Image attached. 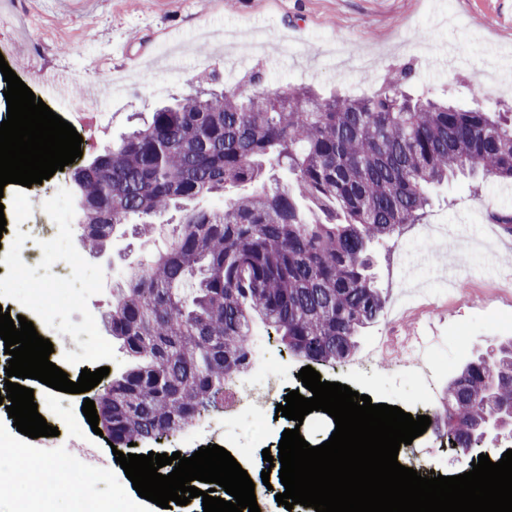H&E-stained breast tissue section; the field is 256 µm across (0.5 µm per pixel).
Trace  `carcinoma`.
Wrapping results in <instances>:
<instances>
[{
	"label": "carcinoma",
	"mask_w": 512,
	"mask_h": 512,
	"mask_svg": "<svg viewBox=\"0 0 512 512\" xmlns=\"http://www.w3.org/2000/svg\"><path fill=\"white\" fill-rule=\"evenodd\" d=\"M410 63L364 98L306 86L203 87L76 173L83 244L181 216L147 262L125 271L102 320L138 363L96 394L99 426L121 448L191 426L251 363L250 322L272 326L305 361L347 359L384 309L374 248L418 224L428 188L459 176L512 182V112L462 109L410 92ZM247 184L222 210L181 203ZM196 279L192 298L183 283ZM512 426V343L448 384L434 433L474 447L487 420Z\"/></svg>",
	"instance_id": "1"
}]
</instances>
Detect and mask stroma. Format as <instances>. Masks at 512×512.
<instances>
[{
    "mask_svg": "<svg viewBox=\"0 0 512 512\" xmlns=\"http://www.w3.org/2000/svg\"><path fill=\"white\" fill-rule=\"evenodd\" d=\"M15 47L16 74L40 93V69L73 76L85 67L120 75L111 96L95 97L81 132L82 157L49 180L17 185L0 193V204L40 213L50 196L65 197L68 229L53 245L76 254L90 288L80 306L61 310L58 322L72 339L71 376L95 367L105 350L111 374L132 364L120 342L100 323L119 272L146 260L169 231L158 219L153 238L117 232L111 246L93 254L84 249L77 227L75 169L88 165L127 133L134 114L149 115L161 103L192 92L199 75L216 72L221 86L243 88L244 76L262 70L272 88L310 86L323 95L374 94L386 74L405 62L416 67V87L439 96L451 92L461 105L481 100L487 108L512 105V0H0V45ZM426 223L442 224L460 237L478 239L490 212L512 210V187L475 183L461 177L434 188ZM415 226L377 246L374 268L385 307L367 327L351 360L323 367L328 379L374 400L396 402L412 383L378 358L352 370L377 337H416L447 359L448 370L435 379L439 398L468 361L498 353L512 341V234L498 231L493 259L476 250L435 255L430 263H404L418 253ZM251 351L279 361L286 384L304 367L268 324L250 326ZM34 401L51 407L50 426L60 431L84 468L72 483L89 497L109 501L123 490L132 512H160L130 487L107 437L93 432L83 412L84 394L54 390L33 380ZM400 462L425 463L424 473L450 476L467 472L472 456L421 437L402 448ZM105 470L107 482L88 483L87 473Z\"/></svg>",
    "mask_w": 512,
    "mask_h": 512,
    "instance_id": "35a3bbf8",
    "label": "stroma"
}]
</instances>
